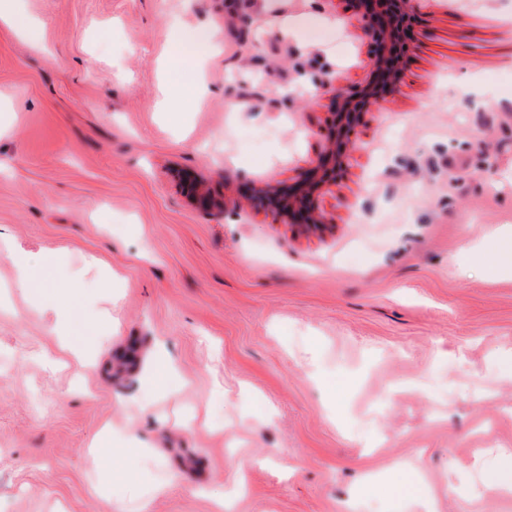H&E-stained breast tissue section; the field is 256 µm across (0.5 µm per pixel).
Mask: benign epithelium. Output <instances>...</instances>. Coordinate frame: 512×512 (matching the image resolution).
<instances>
[{
  "instance_id": "benign-epithelium-1",
  "label": "benign epithelium",
  "mask_w": 512,
  "mask_h": 512,
  "mask_svg": "<svg viewBox=\"0 0 512 512\" xmlns=\"http://www.w3.org/2000/svg\"><path fill=\"white\" fill-rule=\"evenodd\" d=\"M356 13L367 23V32L375 46L376 79L362 90L351 93L333 84L328 104L333 116L324 134L321 154L312 161L292 184L281 187L268 184L251 189L258 207L289 224H299L309 231L328 223L326 214L317 205L318 193H329L343 175L346 150L360 117L378 104L397 85L404 60L412 49L410 30L400 26L396 16L406 13V0H353ZM189 200L209 210L215 206L209 190L201 181H189Z\"/></svg>"
}]
</instances>
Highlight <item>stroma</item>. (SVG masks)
<instances>
[{"label": "stroma", "mask_w": 512, "mask_h": 512, "mask_svg": "<svg viewBox=\"0 0 512 512\" xmlns=\"http://www.w3.org/2000/svg\"><path fill=\"white\" fill-rule=\"evenodd\" d=\"M9 6L31 29L0 22V233L43 274L82 272L113 329L94 338L79 316L96 366H50L51 321L0 243V512H105L89 446L107 423L157 450L114 466L121 512H212L218 496L229 512H342L348 494L418 512L411 463L435 512H512L483 488L512 451V273L495 259L512 227V0H409L404 76L319 199L332 230L308 234L244 188L291 184L319 155L324 82L370 80L351 0ZM286 18L297 38L278 34ZM186 27L213 35L200 103L164 112ZM178 171L224 209L192 205ZM133 340L183 387L151 401L140 371L113 378Z\"/></svg>", "instance_id": "obj_1"}]
</instances>
